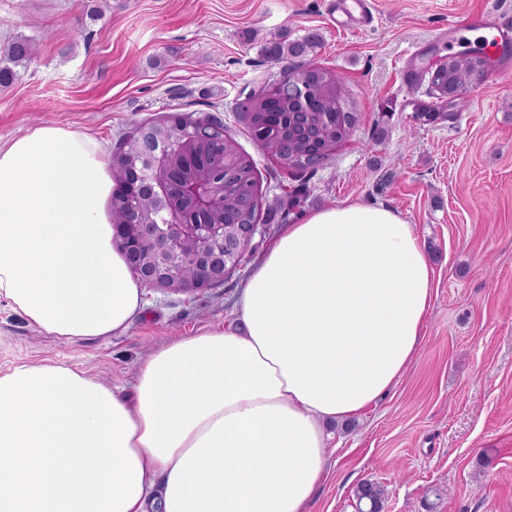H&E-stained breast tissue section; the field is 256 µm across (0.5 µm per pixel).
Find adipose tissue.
Listing matches in <instances>:
<instances>
[{
  "mask_svg": "<svg viewBox=\"0 0 512 512\" xmlns=\"http://www.w3.org/2000/svg\"><path fill=\"white\" fill-rule=\"evenodd\" d=\"M95 138L0 144V302L62 344L125 332L144 284L113 246ZM433 269L411 224L361 203L285 225L236 325L156 348L131 387L53 360L0 369V512H308L329 424L414 360Z\"/></svg>",
  "mask_w": 512,
  "mask_h": 512,
  "instance_id": "obj_1",
  "label": "adipose tissue"
}]
</instances>
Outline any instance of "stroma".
Returning a JSON list of instances; mask_svg holds the SVG:
<instances>
[{
    "label": "stroma",
    "instance_id": "1",
    "mask_svg": "<svg viewBox=\"0 0 512 512\" xmlns=\"http://www.w3.org/2000/svg\"><path fill=\"white\" fill-rule=\"evenodd\" d=\"M329 0H0V43L36 50L0 87V143L38 124L120 139L173 112L223 123L251 160L263 210L246 258L222 283L193 293L154 288L125 333L53 342L0 303V369L51 359L110 384L128 382L149 350L224 327L241 288L284 225L351 202L412 224L431 261L432 306L402 379L349 427H337L336 467L309 512H357L364 480L386 489L382 512H512V53L486 50L497 79L473 74L460 104L433 102L414 72L456 54L449 22L512 14V0H375L376 18L346 32ZM317 33L306 63L336 72L357 117L330 163L287 175L252 139L242 105L279 77L262 45ZM306 184L300 203L294 190Z\"/></svg>",
    "mask_w": 512,
    "mask_h": 512
}]
</instances>
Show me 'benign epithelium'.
<instances>
[{"instance_id":"benign-epithelium-1","label":"benign epithelium","mask_w":512,"mask_h":512,"mask_svg":"<svg viewBox=\"0 0 512 512\" xmlns=\"http://www.w3.org/2000/svg\"><path fill=\"white\" fill-rule=\"evenodd\" d=\"M321 68L305 65L292 78L294 136L304 133L321 109L315 94ZM170 132L141 129L133 135L136 156L132 169L148 177L137 186L138 197L153 201L155 217L138 224H116L115 241L137 278L149 288L191 293L221 283L241 263L256 224H242L224 213V192L234 172L221 168L204 179H188L172 163L176 151L199 143L196 124L175 135L177 147L168 145Z\"/></svg>"}]
</instances>
